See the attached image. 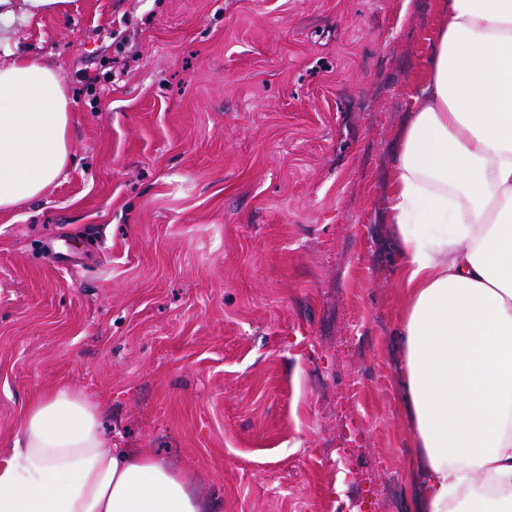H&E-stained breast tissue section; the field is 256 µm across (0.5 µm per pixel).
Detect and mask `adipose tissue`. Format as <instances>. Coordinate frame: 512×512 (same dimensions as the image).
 Wrapping results in <instances>:
<instances>
[{
  "mask_svg": "<svg viewBox=\"0 0 512 512\" xmlns=\"http://www.w3.org/2000/svg\"><path fill=\"white\" fill-rule=\"evenodd\" d=\"M387 194L399 234V386L419 512H512V0H443ZM57 71L0 56V211L72 161ZM195 476L116 448L83 394L32 402L0 458V512H208Z\"/></svg>",
  "mask_w": 512,
  "mask_h": 512,
  "instance_id": "ef3b65f1",
  "label": "adipose tissue"
}]
</instances>
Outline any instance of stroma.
I'll return each instance as SVG.
<instances>
[{"instance_id": "obj_1", "label": "stroma", "mask_w": 512, "mask_h": 512, "mask_svg": "<svg viewBox=\"0 0 512 512\" xmlns=\"http://www.w3.org/2000/svg\"><path fill=\"white\" fill-rule=\"evenodd\" d=\"M441 0H67L8 47L65 81L72 164L0 212V455L35 398L210 512H409L393 153Z\"/></svg>"}]
</instances>
